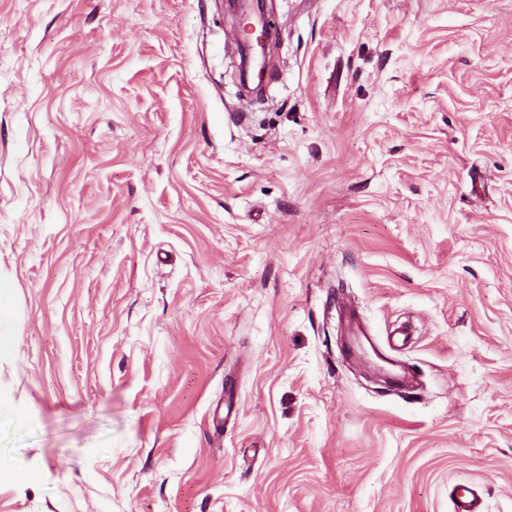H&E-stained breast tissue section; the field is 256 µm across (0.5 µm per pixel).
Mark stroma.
I'll use <instances>...</instances> for the list:
<instances>
[{
	"label": "stroma",
	"mask_w": 512,
	"mask_h": 512,
	"mask_svg": "<svg viewBox=\"0 0 512 512\" xmlns=\"http://www.w3.org/2000/svg\"><path fill=\"white\" fill-rule=\"evenodd\" d=\"M268 11L0 0V512H512V0ZM229 8L234 15L237 25L245 20L248 34L239 38L240 80L243 85L250 78L263 81L266 73L268 28L265 14V4L262 0H232ZM12 317L10 288L0 285V356L12 354L16 350L17 339L11 329Z\"/></svg>",
	"instance_id": "obj_1"
}]
</instances>
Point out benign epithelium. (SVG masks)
I'll return each mask as SVG.
<instances>
[{
  "label": "benign epithelium",
  "mask_w": 512,
  "mask_h": 512,
  "mask_svg": "<svg viewBox=\"0 0 512 512\" xmlns=\"http://www.w3.org/2000/svg\"><path fill=\"white\" fill-rule=\"evenodd\" d=\"M229 8L236 22L244 20L248 28L247 36L238 41L240 80L244 84L251 78L261 82L268 64V28L264 0H230Z\"/></svg>",
  "instance_id": "7a95c632"
}]
</instances>
